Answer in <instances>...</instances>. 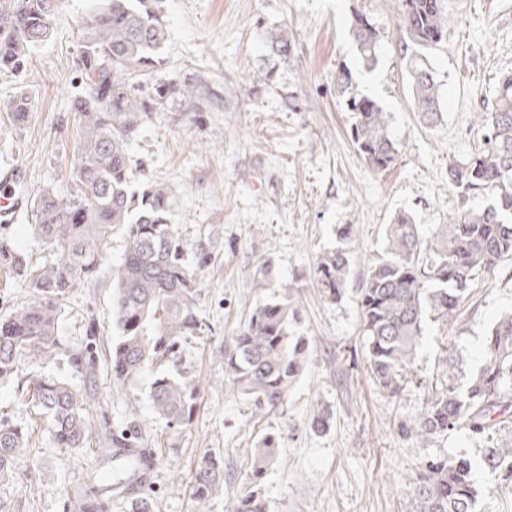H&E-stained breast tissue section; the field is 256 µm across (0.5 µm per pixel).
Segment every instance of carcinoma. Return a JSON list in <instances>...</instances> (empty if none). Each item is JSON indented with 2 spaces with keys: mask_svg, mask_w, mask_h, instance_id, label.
<instances>
[{
  "mask_svg": "<svg viewBox=\"0 0 512 512\" xmlns=\"http://www.w3.org/2000/svg\"><path fill=\"white\" fill-rule=\"evenodd\" d=\"M399 2L401 24L419 49L409 69L415 109L434 124L441 114V93L423 51L447 34L443 0ZM64 6L65 0H0V70H24ZM164 13L165 0H92L76 62L83 88L70 104L80 137L73 193L68 198L42 195L34 225L38 237L61 256L33 267L0 238V266L22 276L29 293L24 305L0 319V383L17 380L35 418L49 425L54 447L79 452L93 441L103 462L112 461L117 444L137 447L139 432L134 425L112 429L104 414L93 421L100 396L90 388L102 372L110 371L121 383L150 374L152 410L172 427H189L197 413L196 388L180 367L184 341L201 331L196 267L205 260L187 258L169 220V188L136 179L130 153L162 98L160 92L144 93L141 79L162 62ZM352 34L364 65L375 66L379 31L359 17ZM335 80L351 113L353 145L372 170H387L399 154L389 113L377 100L352 92L347 70H336ZM30 110L25 95L13 97L10 124L24 126ZM476 116L485 145L448 165V184L460 195L461 208L450 223L426 236L410 215H395L385 228L382 258L358 288L364 354L375 386L391 400L413 389L422 399L418 415L400 426L403 438L429 443L463 431L481 444L478 460L465 452L423 459L409 477L407 512H482L479 470L512 483V443L495 442L498 432L512 424V310L502 313L485 336L477 367H467L457 337L446 334L437 337L431 374L412 379L426 327L451 329L473 286L512 261V72L501 76L494 103ZM482 193L488 195L485 206L467 207L470 196ZM118 227L127 242L121 261L110 268L112 325L118 337L106 357L90 342L71 351L57 336L63 308L77 289L97 280ZM354 234V225L342 227V247L315 264L314 283L330 301L346 288L347 246ZM298 316L292 300H269L253 307L224 337V385L261 416L283 413L288 391L308 365L309 340L291 333ZM60 357L79 374L81 385L24 372L30 364ZM33 447L30 429L0 411V484ZM278 454L276 434L266 432L254 441L249 483L230 512H270L264 480ZM223 487L224 459L203 455L191 485L195 512H209L208 503ZM111 491L112 481L88 469L84 485L67 491L64 512H90L94 503L104 508Z\"/></svg>",
  "mask_w": 512,
  "mask_h": 512,
  "instance_id": "carcinoma-1",
  "label": "carcinoma"
}]
</instances>
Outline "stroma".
Listing matches in <instances>:
<instances>
[{"instance_id":"stroma-1","label":"stroma","mask_w":512,"mask_h":512,"mask_svg":"<svg viewBox=\"0 0 512 512\" xmlns=\"http://www.w3.org/2000/svg\"><path fill=\"white\" fill-rule=\"evenodd\" d=\"M398 0H167L162 63L145 76L144 91L162 89V105L132 147L149 180L171 191L169 219L187 254L206 252L197 271L200 335L184 344L183 373L198 391L199 410L186 429L168 428L151 411L150 376L120 384L101 373L97 390L110 398L112 428L136 423L155 453L154 512H194L191 482L203 453L224 459V488L211 512H228L245 489L248 454L266 430L281 436L278 462L264 481L271 512H406L407 477L421 458L480 450L462 432L428 445L401 439L396 424L417 413L421 398L394 402L372 384L360 337L357 289L384 250V226L409 212L423 230L448 223L458 209L448 185L450 162L469 157L483 130L474 113L490 106L501 74L512 71V0H444L446 38L428 53L441 85L437 125L421 122L409 86L406 33ZM90 0H67L48 40L35 47L19 74L0 72V173L23 172L20 205L0 234L34 264L55 251L33 229L40 195L68 194L78 150L70 100L81 83L74 60ZM366 15L382 38L380 60L366 69L350 31ZM288 31L287 58L270 53L271 32ZM348 68L357 90L390 115L399 157L372 171L349 137L337 69ZM192 95H185L184 86ZM31 102L28 122L12 129L6 106L16 93ZM355 227L351 272L340 299L314 286L317 257L341 245L338 230ZM126 247L113 233L97 282L70 298L59 322L66 348L85 345L95 324L110 344V266ZM272 259L275 276L256 287ZM297 301L292 327L310 341L308 366L288 393L282 414L257 417L226 392L224 338L256 303L279 295ZM512 308V262L476 288L454 329L469 365H476L488 328ZM331 415L327 432L312 419ZM39 448L24 457L1 487L20 508L62 512L66 488L95 467L92 448L80 458L54 448L35 428Z\"/></svg>"}]
</instances>
